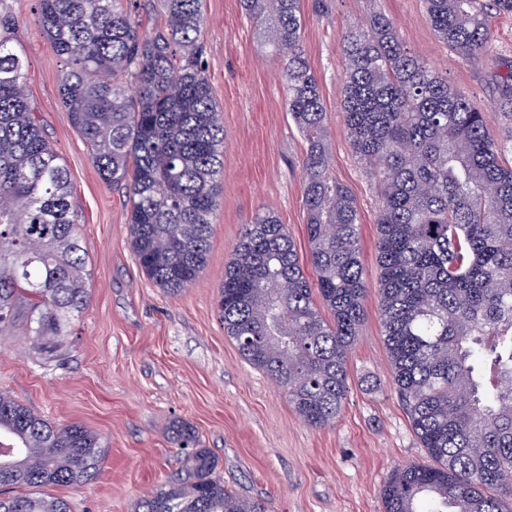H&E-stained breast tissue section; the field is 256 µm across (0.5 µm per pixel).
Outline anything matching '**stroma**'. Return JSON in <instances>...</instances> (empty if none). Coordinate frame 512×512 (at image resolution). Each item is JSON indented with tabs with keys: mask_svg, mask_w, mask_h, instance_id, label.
<instances>
[{
	"mask_svg": "<svg viewBox=\"0 0 512 512\" xmlns=\"http://www.w3.org/2000/svg\"><path fill=\"white\" fill-rule=\"evenodd\" d=\"M302 0V45L328 110L325 145L337 180L361 215L366 314L348 352V392L334 426L305 425L271 379L247 363L216 313L224 267L244 224L271 211L307 256L301 160L306 145L288 115L272 56L242 0H202L200 40L224 122V182L208 264L192 287L157 288L128 239L126 193L99 175L59 95L66 66L45 37L37 0H16L10 37L24 49L25 93L72 187L74 219L90 273V301L60 345L43 349L24 323L0 339V391L58 424L79 422L105 446L99 476L56 489L71 512H135L140 497L179 466L171 425L191 424L218 460L217 475L269 512H384L380 491L399 468L426 460L394 389L378 314L375 182L345 132L339 77L342 36L373 10L407 44L486 111L496 136L512 131L494 89L512 60V15L491 20L493 51L469 62L434 34L423 0Z\"/></svg>",
	"mask_w": 512,
	"mask_h": 512,
	"instance_id": "obj_1",
	"label": "stroma"
}]
</instances>
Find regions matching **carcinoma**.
I'll list each match as a JSON object with an SVG mask.
<instances>
[{
    "label": "carcinoma",
    "instance_id": "cac0c4a2",
    "mask_svg": "<svg viewBox=\"0 0 512 512\" xmlns=\"http://www.w3.org/2000/svg\"><path fill=\"white\" fill-rule=\"evenodd\" d=\"M302 0H244L282 58L301 161L312 275L272 212L252 218L224 267L216 311L241 356L312 428L336 422L347 355L364 318L360 211L330 172L328 112L301 42ZM439 40L479 61L491 11L512 0H424ZM156 8L160 26L141 30ZM39 22L68 62L59 94L102 178L127 190L130 247L172 294L208 262L224 180V124L199 40L202 0H39ZM340 105L353 152L378 185V311L393 384L429 460L397 470L385 512H512V167L485 111L374 11L343 37ZM498 104L512 112V61ZM23 57L0 35V336L27 302L28 335L57 346L86 308L85 257L68 172L23 86ZM331 318H326L323 311ZM180 466L139 512H266L224 485L196 430L173 428ZM104 446L0 391V512H69L50 493L100 471Z\"/></svg>",
    "mask_w": 512,
    "mask_h": 512
}]
</instances>
